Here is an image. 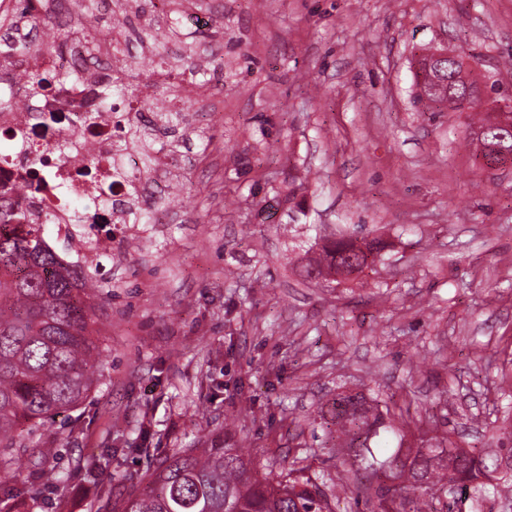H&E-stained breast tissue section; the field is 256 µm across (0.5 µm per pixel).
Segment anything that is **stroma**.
Masks as SVG:
<instances>
[{
    "instance_id": "obj_1",
    "label": "stroma",
    "mask_w": 512,
    "mask_h": 512,
    "mask_svg": "<svg viewBox=\"0 0 512 512\" xmlns=\"http://www.w3.org/2000/svg\"><path fill=\"white\" fill-rule=\"evenodd\" d=\"M189 8L224 25L196 85L207 138L178 176L153 174L158 223L84 263L102 285L96 382L31 436L7 487L27 512H109L76 462L127 448L113 477L146 468L144 434L157 456L244 448L263 469L304 457L344 478L324 416L346 390L409 395L466 446L512 432V167L478 168L471 143L475 113L512 92V0ZM440 48L469 61L472 109L419 101L416 60ZM342 229L385 239L383 261L306 277L307 251ZM39 448L67 491L40 477Z\"/></svg>"
}]
</instances>
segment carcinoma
Instances as JSON below:
<instances>
[{
	"label": "carcinoma",
	"mask_w": 512,
	"mask_h": 512,
	"mask_svg": "<svg viewBox=\"0 0 512 512\" xmlns=\"http://www.w3.org/2000/svg\"><path fill=\"white\" fill-rule=\"evenodd\" d=\"M112 14L124 19L126 36L114 47V54H125L133 42L150 40L154 57L166 65L171 82L169 97L179 93V77L194 68L193 45L184 40L177 19L163 31L151 23L131 22L123 0H112ZM184 45V54L175 62L167 57L166 44ZM69 77L58 69L25 75L24 92L36 96L54 81ZM439 93L424 100L461 111L472 104L468 89L477 81L459 64L448 69L443 64ZM104 103L118 101L123 110L112 108V169L129 186L127 197L102 205L120 206L131 224H155L159 208L146 205L145 193L150 175L161 166V157L179 153L180 137L188 136L189 123L181 111L155 110L154 96L145 94L141 84L119 78L108 79L99 88ZM512 124L511 112H486L478 118L476 129H491L496 124ZM134 149L140 164L133 170L124 166L126 153ZM52 223L45 215L34 224L12 201L0 199V474L12 469L17 447L22 445L23 430L55 421L63 413L81 406L94 385L100 342L91 325L90 312L100 285L81 268L69 264L47 245L43 225ZM348 263L347 244L323 245L313 257L318 273L330 272L336 260ZM397 407L402 419V435L424 439L430 432L429 421L409 415L411 402L398 404L389 399L379 404L360 396L355 402L345 395L336 399L333 418L336 432L345 443L336 445L341 464L352 457V481H339L326 493L312 476L306 474V458L296 457L286 471L262 472L255 459L241 448H175L155 457L142 471L121 475L123 491L112 495V486H100V494L109 500L110 512H337L345 501L349 512H360L363 504L371 512H479L480 500L497 486L483 482V467L494 459L512 462V435L497 438V450L489 455L472 447L461 460V477L455 497L448 502L450 478L448 453L459 449L446 432L430 437L426 451L412 458L396 454L379 457L371 440L387 430L391 407ZM116 450L105 448L97 456L78 461L77 467L90 482L99 481L112 463ZM396 486L391 488L387 480Z\"/></svg>",
	"instance_id": "obj_1"
}]
</instances>
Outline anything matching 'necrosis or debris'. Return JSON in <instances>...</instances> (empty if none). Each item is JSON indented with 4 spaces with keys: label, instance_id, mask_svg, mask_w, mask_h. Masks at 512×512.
<instances>
[{
    "label": "necrosis or debris",
    "instance_id": "4bbe7bcc",
    "mask_svg": "<svg viewBox=\"0 0 512 512\" xmlns=\"http://www.w3.org/2000/svg\"><path fill=\"white\" fill-rule=\"evenodd\" d=\"M71 27L76 34L68 52L53 65L73 70L75 79L55 82L41 96L23 97L22 109H0V137L8 140L25 130L35 147L34 153L18 150L11 155L8 165L0 168V185L20 195L30 180H39L40 191L22 197L21 203L29 219L52 214L58 234L67 237L81 232L73 221L81 208L92 211L97 223L119 224L124 219L122 213L97 209L102 188L113 186L112 113L103 108L98 89L101 80L120 73L112 44L121 32L116 29L111 36L92 39L80 32L79 21H72ZM88 112L99 113V120L84 122ZM49 117L59 119L71 144L69 154H57L54 134L40 127V120ZM113 188L117 196H124L123 187Z\"/></svg>",
    "mask_w": 512,
    "mask_h": 512
}]
</instances>
